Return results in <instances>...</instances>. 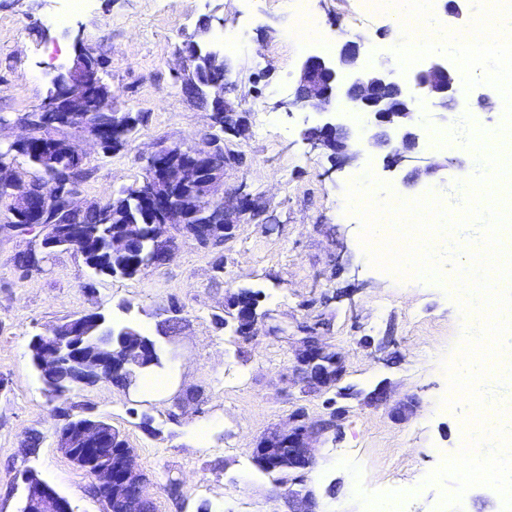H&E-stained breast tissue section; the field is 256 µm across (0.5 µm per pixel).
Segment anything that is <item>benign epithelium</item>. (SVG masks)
I'll return each instance as SVG.
<instances>
[{"label":"benign epithelium","instance_id":"obj_1","mask_svg":"<svg viewBox=\"0 0 512 512\" xmlns=\"http://www.w3.org/2000/svg\"><path fill=\"white\" fill-rule=\"evenodd\" d=\"M365 42L363 36L342 37L330 51L309 53L298 68L288 99L279 106L290 113H317L319 122L305 130L304 139L341 166L357 162L371 149L385 153L384 164L389 170L414 163L403 184L415 189L441 168L425 157L424 116L432 114L447 126L454 113L469 106L459 94V66L447 56L431 54L413 72L412 80L405 82L385 56L366 64ZM74 45L72 63L54 76L41 105L43 112L65 113L64 120L74 127L70 137L52 139L53 151L59 156L82 154L89 141L99 147L109 140L118 141L127 125V119L88 103L76 91L80 82L99 76L101 61L85 46L83 30H77ZM176 53L186 74H194L199 84L208 71L225 69L224 53L205 43L194 42L191 54L180 47ZM229 89L228 80L223 79L212 86L211 95L223 102L226 132L241 138L247 131L246 123L229 101ZM23 126L28 133L10 143L12 151L0 153V198L8 201L7 225L28 233L37 224L29 208L38 196L51 203L58 216L80 212L85 206L78 201L79 180L66 179L52 195L31 182L19 184L13 150L35 135L30 123ZM145 161L148 177L139 197L152 214V235L161 244V264L176 248L168 227L184 223L185 212L195 204L205 206L199 222L190 228V235L201 244L211 242L218 224L224 225L227 237L235 225L260 215V197L243 188L232 197L225 196L224 171L212 169L207 148L198 146L186 152L178 145H161ZM25 217L30 223H17ZM56 246L51 225H41L38 243L29 248L31 268H40ZM96 320L97 313L84 314L63 323L61 330L55 328L32 338V360L41 376L65 373L74 390L112 381V343L95 338ZM345 372L338 352L324 342L310 344L302 336L288 369V382L302 384L308 393H319L335 387ZM348 413L349 408L330 404L324 415L311 420L307 408L297 407L288 417V427L269 432L254 449L256 456L287 452L288 512H315L314 493L302 484L316 463L315 445L336 431ZM56 438L65 455L93 478L92 493L103 501L105 512H142L143 506L152 502L134 449L118 452L112 448V425L79 413L69 416L68 423L56 431ZM23 501L31 512H72L67 498L35 473L24 479Z\"/></svg>","mask_w":512,"mask_h":512}]
</instances>
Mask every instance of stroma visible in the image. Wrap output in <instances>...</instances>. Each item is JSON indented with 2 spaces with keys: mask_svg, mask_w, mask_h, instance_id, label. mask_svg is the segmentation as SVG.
<instances>
[{
  "mask_svg": "<svg viewBox=\"0 0 512 512\" xmlns=\"http://www.w3.org/2000/svg\"><path fill=\"white\" fill-rule=\"evenodd\" d=\"M54 8V0H0V113L14 119L0 127V143L22 135L17 117L41 106L53 76L71 62L80 29L103 58L99 76L112 89L113 110L143 119L123 150L87 147L91 175L79 197L101 202L139 185L142 154L160 144L196 146L208 131L206 109L181 89L175 49L214 12L228 34L220 49L230 98L249 124L246 140L232 145L244 162L225 166L224 188L231 194L247 186L271 221L237 225L231 239L206 247L180 232L166 265L133 278H97L72 249L55 251L41 269H19L17 254L36 237L6 228L0 201V512H20L22 476L30 471L73 512H103L92 477L57 446L60 405L45 392L29 351L34 334L87 312L136 322L170 359L171 388L162 397L136 384L100 382L62 405L123 432L156 512H286L285 486L255 464L253 450L296 406L317 416L330 399L283 380L303 325L342 353V385L353 392L341 430L316 450L309 480L318 512H368L370 485L411 490L400 512H444L454 482L426 477L442 453L461 447L467 419L441 404L449 392L442 363L462 342L460 298L447 278H402L371 266L361 222L342 205L368 171L381 184L377 197L412 198L405 169L385 170L372 152L338 167L304 139L317 116L278 106L303 58L337 36L364 35L378 54L393 55L392 18L362 12L356 0H314L321 33L306 39L291 34L297 18L287 0H92L53 25ZM240 288L262 292L261 307L282 334L261 327L249 341H231L221 319L226 298ZM380 386L392 401L415 398V412L396 421L364 405L363 395ZM195 422L208 424L205 441L191 435ZM35 434L40 444L32 452L26 442Z\"/></svg>",
  "mask_w": 512,
  "mask_h": 512,
  "instance_id": "35a3bbf8",
  "label": "stroma"
}]
</instances>
